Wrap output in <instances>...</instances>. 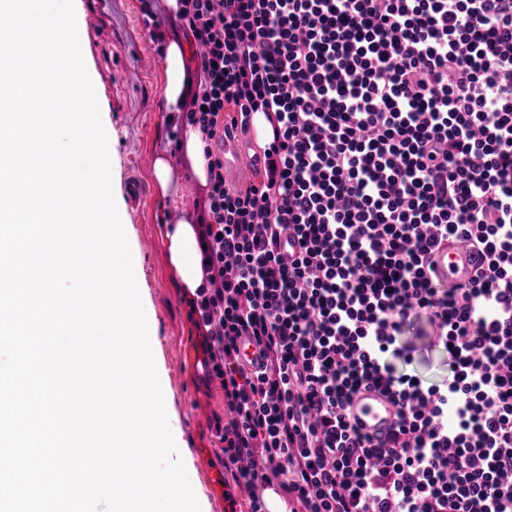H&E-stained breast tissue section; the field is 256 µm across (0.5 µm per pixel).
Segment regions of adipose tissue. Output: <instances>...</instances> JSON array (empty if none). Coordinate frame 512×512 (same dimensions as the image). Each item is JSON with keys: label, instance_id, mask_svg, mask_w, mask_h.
Returning <instances> with one entry per match:
<instances>
[{"label": "adipose tissue", "instance_id": "1", "mask_svg": "<svg viewBox=\"0 0 512 512\" xmlns=\"http://www.w3.org/2000/svg\"><path fill=\"white\" fill-rule=\"evenodd\" d=\"M165 60L168 81L163 94L169 111L174 112L193 94L192 79L187 72L185 46L181 39L167 41ZM166 241L177 287L184 294H194L202 286L204 279L195 219H179L172 231L167 233Z\"/></svg>", "mask_w": 512, "mask_h": 512}]
</instances>
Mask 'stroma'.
Instances as JSON below:
<instances>
[{"label": "stroma", "mask_w": 512, "mask_h": 512, "mask_svg": "<svg viewBox=\"0 0 512 512\" xmlns=\"http://www.w3.org/2000/svg\"><path fill=\"white\" fill-rule=\"evenodd\" d=\"M151 6L164 36L182 32L171 19L164 0H111L100 30L97 56H85L106 130L112 165L114 197L133 255L142 303L148 313L150 341L157 368L164 376V400L181 428V457L201 506V512H250L249 501L237 494L224 468V388L219 378L203 368V338L189 318L186 296L175 288L162 240L168 224L185 212L200 214L206 190L189 175V163L179 151L173 129L159 120L165 111L163 88L168 79L161 54L144 52L150 35L143 22L144 6ZM136 72L140 82L129 86L125 73ZM164 157L171 169L168 194L159 191L154 172L142 168V157ZM159 245L141 252V240ZM415 350V368L427 380L446 372L445 355L435 347L427 322L415 324L404 337ZM221 475L214 490L208 474ZM236 501H229V494Z\"/></svg>", "instance_id": "1"}]
</instances>
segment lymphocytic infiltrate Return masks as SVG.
<instances>
[{"label": "lymphocytic infiltrate", "instance_id": "f902f5d3", "mask_svg": "<svg viewBox=\"0 0 512 512\" xmlns=\"http://www.w3.org/2000/svg\"><path fill=\"white\" fill-rule=\"evenodd\" d=\"M180 5L209 173L189 306L251 512L269 488L289 512H512V0ZM252 112L272 139L234 189L218 147ZM456 239L480 264L437 287ZM422 319L432 383L402 342ZM365 388L397 407L385 436L348 412ZM403 340L416 350L414 367L420 376L427 380H437L444 376L446 355L432 345L435 336L424 319L416 323Z\"/></svg>", "mask_w": 512, "mask_h": 512}]
</instances>
